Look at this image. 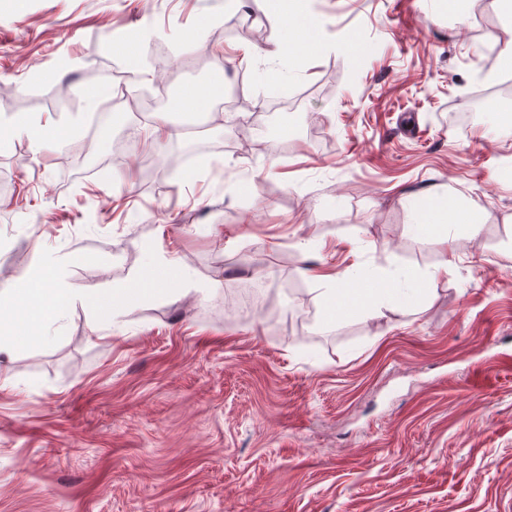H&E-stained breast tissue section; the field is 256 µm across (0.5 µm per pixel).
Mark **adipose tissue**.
<instances>
[{"mask_svg": "<svg viewBox=\"0 0 512 512\" xmlns=\"http://www.w3.org/2000/svg\"><path fill=\"white\" fill-rule=\"evenodd\" d=\"M259 2L282 32L281 40L267 49L268 57L276 58L286 52L294 55L311 49V25L302 21L293 0ZM484 224V219L463 201L448 197L427 204L420 224L414 225L413 230L444 241L449 230H456L463 237L475 236ZM195 291L193 282L176 275L174 260L163 257L143 271L131 287L113 290L112 304L119 307L145 293L180 299ZM394 295L388 280L381 277L372 279L363 288H349L338 283L328 291L326 316L332 319L338 313L351 312L375 317L383 303ZM71 300L53 260L40 261L35 268L15 277L12 288L0 292V352L18 345H35L39 340L36 327L52 319Z\"/></svg>", "mask_w": 512, "mask_h": 512, "instance_id": "ef3b65f1", "label": "adipose tissue"}]
</instances>
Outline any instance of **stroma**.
Instances as JSON below:
<instances>
[{
  "mask_svg": "<svg viewBox=\"0 0 512 512\" xmlns=\"http://www.w3.org/2000/svg\"><path fill=\"white\" fill-rule=\"evenodd\" d=\"M302 69L255 57L246 107L131 100L214 80L216 55L281 37L256 0H0V119L53 116L40 153L0 131V290L42 256L73 295L174 259L206 297L82 303L0 359V512H512V78L501 0H306ZM155 78L127 81L144 27ZM203 35L190 49L186 32ZM293 99L268 139L272 99ZM187 161L148 179L145 159ZM486 224L453 252L409 231L449 183ZM428 272L425 299L324 325L329 277ZM302 281L305 295L289 283Z\"/></svg>",
  "mask_w": 512,
  "mask_h": 512,
  "instance_id": "1",
  "label": "stroma"
}]
</instances>
